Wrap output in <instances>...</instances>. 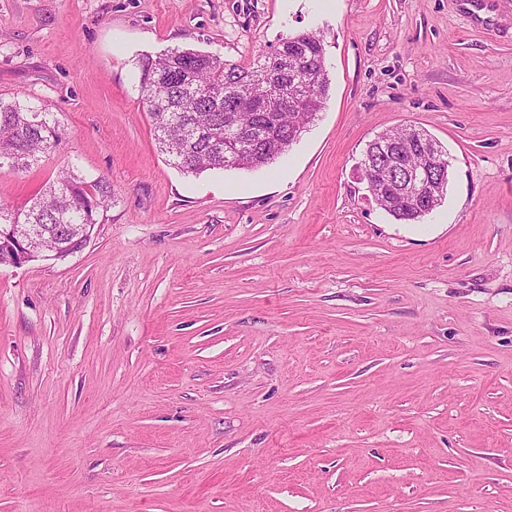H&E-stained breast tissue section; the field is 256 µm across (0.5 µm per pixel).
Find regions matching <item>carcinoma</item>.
Instances as JSON below:
<instances>
[{
	"label": "carcinoma",
	"mask_w": 512,
	"mask_h": 512,
	"mask_svg": "<svg viewBox=\"0 0 512 512\" xmlns=\"http://www.w3.org/2000/svg\"><path fill=\"white\" fill-rule=\"evenodd\" d=\"M299 45L289 57L277 46L256 63L244 67L219 55L190 48L174 49L143 64L141 99L146 104L161 153L185 174L206 170H257L276 161L297 142L326 104L330 76L320 36L303 32L284 39ZM268 71L291 88V94L311 99L312 108L261 111L271 94L252 77ZM63 127L46 106L0 99V170L25 172L57 148ZM397 138L406 144L438 146L441 168L448 169V152L422 129H391L377 139ZM376 203L395 220L416 223L425 214L412 199L398 203L373 193ZM112 202L109 183L88 179L74 171L63 172L32 199L27 207L0 205L1 224H45L40 247L63 253L80 248L81 233L60 231L59 224L85 229L99 223L100 212Z\"/></svg>",
	"instance_id": "carcinoma-1"
}]
</instances>
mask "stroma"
Wrapping results in <instances>:
<instances>
[{
    "label": "stroma",
    "mask_w": 512,
    "mask_h": 512,
    "mask_svg": "<svg viewBox=\"0 0 512 512\" xmlns=\"http://www.w3.org/2000/svg\"><path fill=\"white\" fill-rule=\"evenodd\" d=\"M301 32L300 141L174 167L142 60ZM0 97L65 130L0 204L112 188L83 250L0 267V512H512V0H0ZM406 126L451 162L414 224L358 172Z\"/></svg>",
    "instance_id": "obj_1"
}]
</instances>
